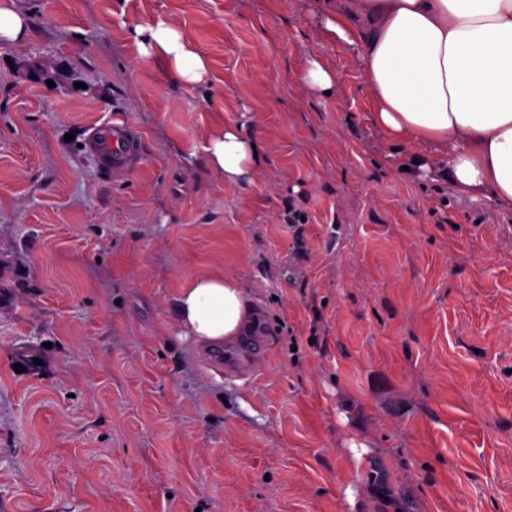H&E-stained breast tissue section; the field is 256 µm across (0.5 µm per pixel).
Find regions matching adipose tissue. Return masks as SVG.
Masks as SVG:
<instances>
[{"mask_svg": "<svg viewBox=\"0 0 512 512\" xmlns=\"http://www.w3.org/2000/svg\"><path fill=\"white\" fill-rule=\"evenodd\" d=\"M327 30L350 46L370 89L371 120L394 140L428 149L424 169L463 192L512 212V0H320ZM141 56L163 60L186 84L207 64L165 22L134 27ZM260 147L244 125L211 136L209 167L225 181L252 180ZM173 316L183 335L219 343L251 324L236 277L187 281Z\"/></svg>", "mask_w": 512, "mask_h": 512, "instance_id": "ef3b65f1", "label": "adipose tissue"}]
</instances>
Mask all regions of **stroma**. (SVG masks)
<instances>
[{"mask_svg":"<svg viewBox=\"0 0 512 512\" xmlns=\"http://www.w3.org/2000/svg\"><path fill=\"white\" fill-rule=\"evenodd\" d=\"M116 2L0 0V512H512V213L373 125L316 0ZM160 21L204 83L140 56ZM115 116L118 182L85 148ZM240 123L264 163L228 183ZM215 273L269 326L244 375L173 318ZM27 31L26 19L16 11L0 8V39L17 41ZM303 82L311 88L320 92L330 91L333 94L336 90V74L323 67L318 61L310 60L309 65L301 76ZM88 149L103 168L112 172V178H124L141 163L135 134L126 122L118 119L95 126L88 139ZM245 127L243 123L224 127L211 136L204 147L209 167L221 174L224 181H252L262 168L261 149Z\"/></svg>","mask_w":512,"mask_h":512,"instance_id":"35a3bbf8","label":"stroma"}]
</instances>
